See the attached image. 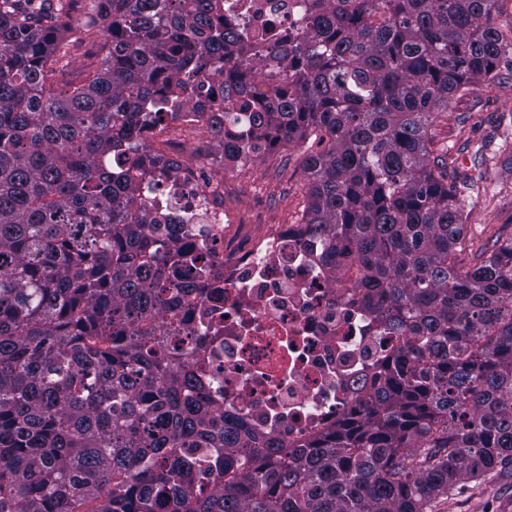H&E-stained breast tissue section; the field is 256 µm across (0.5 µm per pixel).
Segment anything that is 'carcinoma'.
<instances>
[{
	"label": "carcinoma",
	"mask_w": 512,
	"mask_h": 512,
	"mask_svg": "<svg viewBox=\"0 0 512 512\" xmlns=\"http://www.w3.org/2000/svg\"><path fill=\"white\" fill-rule=\"evenodd\" d=\"M95 75L47 89L67 0H0V512H430L512 471V237L479 264L459 189L427 139L477 80L512 70L506 0H311L306 29L256 59L224 0H96ZM268 95L251 87L271 63ZM224 99V161L315 136L303 223L331 269L406 337L360 381L363 413L315 445L254 446L178 342L202 255L102 165L162 123L201 72Z\"/></svg>",
	"instance_id": "cac0c4a2"
}]
</instances>
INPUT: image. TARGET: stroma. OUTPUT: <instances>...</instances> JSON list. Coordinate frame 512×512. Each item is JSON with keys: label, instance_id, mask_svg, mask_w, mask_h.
<instances>
[{"label": "stroma", "instance_id": "1", "mask_svg": "<svg viewBox=\"0 0 512 512\" xmlns=\"http://www.w3.org/2000/svg\"><path fill=\"white\" fill-rule=\"evenodd\" d=\"M92 13L91 0H80L72 11L64 35L71 50L53 90H60L65 81L89 76L85 29ZM429 135L446 146L448 166L467 171L481 187L480 193L468 191L461 198L468 238L458 262L468 266L492 239L512 236V74L472 85L450 111L434 116ZM319 150L315 140L294 141L250 160L243 175L226 183L225 205L300 223L307 191L304 162ZM434 512H512V473L494 471L482 481L458 486L437 502Z\"/></svg>", "mask_w": 512, "mask_h": 512}]
</instances>
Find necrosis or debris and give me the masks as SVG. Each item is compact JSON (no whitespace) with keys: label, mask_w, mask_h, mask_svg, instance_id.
<instances>
[{"label":"necrosis or debris","mask_w":512,"mask_h":512,"mask_svg":"<svg viewBox=\"0 0 512 512\" xmlns=\"http://www.w3.org/2000/svg\"><path fill=\"white\" fill-rule=\"evenodd\" d=\"M309 0H224V16L247 38L297 33ZM224 104L204 88L185 91L167 118L168 144L151 176L134 181L151 217L183 225L201 253L208 287L184 290L188 349H201L211 399L250 438L288 452L332 432L362 407L352 381L374 378L399 353L401 336L381 323L355 282L356 264L330 270L303 225L268 214L242 219L224 207V155L175 164L210 139Z\"/></svg>","instance_id":"necrosis-or-debris-1"}]
</instances>
